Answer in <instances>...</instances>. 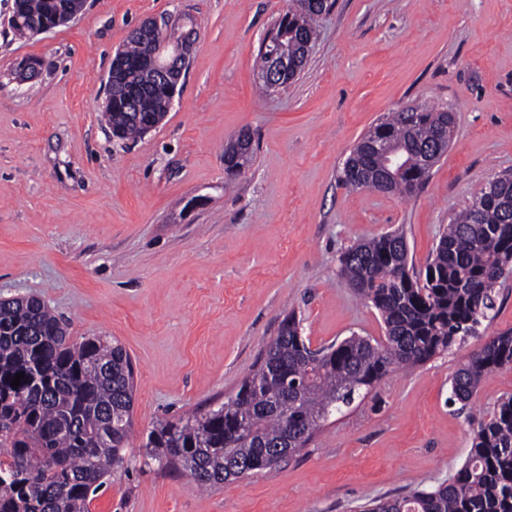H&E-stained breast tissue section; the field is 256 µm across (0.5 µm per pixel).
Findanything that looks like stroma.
Here are the masks:
<instances>
[{
	"label": "stroma",
	"mask_w": 512,
	"mask_h": 512,
	"mask_svg": "<svg viewBox=\"0 0 512 512\" xmlns=\"http://www.w3.org/2000/svg\"><path fill=\"white\" fill-rule=\"evenodd\" d=\"M12 3L0 0V299L39 297L72 340L117 341L134 368L128 467L89 512H360L459 470L473 430L512 394L507 367L464 409L449 405L476 338L390 372L299 453L220 487L191 489L144 442L233 395L288 313L314 348L383 340L339 257L399 230L424 275L451 217L512 172V0H336L300 75L274 92L256 58L289 0H87L68 25L22 38ZM150 19L197 38L166 119L122 142L101 118L107 73ZM25 57L38 75L21 82ZM416 106L455 121L424 188L344 187L356 142ZM242 131L254 153L231 178L224 147Z\"/></svg>",
	"instance_id": "stroma-1"
}]
</instances>
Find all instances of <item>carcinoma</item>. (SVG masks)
Masks as SVG:
<instances>
[{
	"mask_svg": "<svg viewBox=\"0 0 512 512\" xmlns=\"http://www.w3.org/2000/svg\"><path fill=\"white\" fill-rule=\"evenodd\" d=\"M331 0H291L263 38L259 67L280 46L297 53L314 39ZM82 0H13L11 28L20 36L63 24ZM171 106V94L149 59V43L129 37L112 64L103 118L119 140L141 137ZM453 113L410 108L372 126L342 169L353 190L414 196L427 183L421 163L441 158L453 134ZM398 154L387 165L375 145ZM252 140L241 132L224 149L227 175L246 168ZM463 209L442 232L424 278L410 274L409 251L396 232L370 237L340 256L353 290L379 311L385 339L352 335L311 349L289 313L259 366L216 410L167 421L149 431L144 448L163 466L184 471L196 488L237 480L228 457H252L256 471L299 452L321 423L394 369L416 366L480 337L501 286L512 274V174ZM512 367V329L487 337L450 379L448 402L467 405L483 378ZM24 373L20 386L11 382ZM134 382L127 352L98 336L70 340L68 326L35 296L0 301V512H89L133 428ZM364 512H512V394L500 398L471 437L457 473L431 491L370 503Z\"/></svg>",
	"mask_w": 512,
	"mask_h": 512,
	"instance_id": "cac0c4a2",
	"label": "carcinoma"
}]
</instances>
